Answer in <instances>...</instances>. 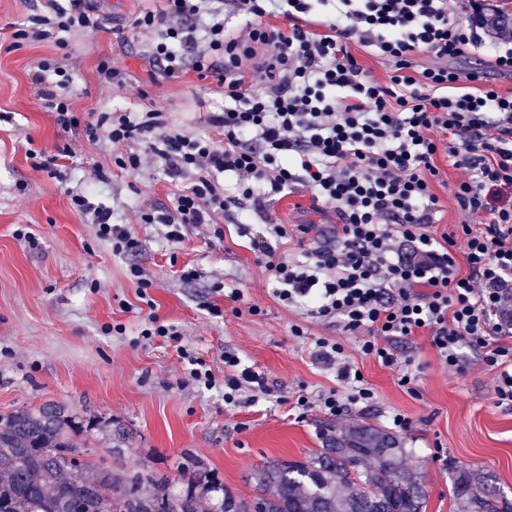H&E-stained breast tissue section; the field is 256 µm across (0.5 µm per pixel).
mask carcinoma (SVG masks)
Returning <instances> with one entry per match:
<instances>
[{"instance_id": "cac0c4a2", "label": "carcinoma", "mask_w": 512, "mask_h": 512, "mask_svg": "<svg viewBox=\"0 0 512 512\" xmlns=\"http://www.w3.org/2000/svg\"><path fill=\"white\" fill-rule=\"evenodd\" d=\"M82 428L56 403L0 413V512H425L410 451L371 424L328 437L302 460L264 461L249 498L200 460L179 488L144 467L117 477L76 447ZM448 473L461 512H512L493 474L456 463Z\"/></svg>"}]
</instances>
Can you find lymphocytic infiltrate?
<instances>
[{"label":"lymphocytic infiltrate","instance_id":"obj_1","mask_svg":"<svg viewBox=\"0 0 512 512\" xmlns=\"http://www.w3.org/2000/svg\"><path fill=\"white\" fill-rule=\"evenodd\" d=\"M312 2L159 0L132 21L135 33L149 34L146 55L166 78L193 72L223 87L224 109L210 117L224 132L220 140L184 134L157 109L102 112L80 122L70 110L72 74L50 57L36 63L33 93L63 133L119 147L118 168H158L173 179L193 175L170 206L141 215L168 242H182L200 227L223 239L219 220L236 198L260 210L268 197L308 187L315 201L334 209L336 243L282 258L275 245L288 238V227L267 225L262 249L274 296L362 337L361 353L397 369L403 387L415 375L392 341L429 333L451 369L459 368L463 350L475 352L493 372L496 404L511 408L512 331L493 317L512 287V93L454 67L475 35L453 19V0H336L330 16L314 13ZM228 12L241 17L242 29L229 27ZM280 17L287 26L277 25ZM103 27L94 0H42L4 50L29 43L63 49L70 34ZM357 47L389 63L387 81L366 73ZM423 55L434 64L418 65ZM257 71L266 78L260 92L253 88ZM441 154L466 172L452 188L459 209L472 218L458 227L465 243L460 255L455 236L436 227ZM229 179L239 196L227 194ZM69 199L113 255L140 251L139 238L113 223L110 207L78 193ZM128 278L148 309L142 337L178 343L197 385L222 390L232 406L267 393L264 375L242 367L230 351L224 377L216 379L203 357L180 346L177 328L155 314L154 283L143 269L130 265ZM314 355L345 388L298 395L299 417L316 407L340 417L349 405L373 400L341 343L316 338Z\"/></svg>","mask_w":512,"mask_h":512}]
</instances>
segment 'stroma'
<instances>
[{"label": "stroma", "instance_id": "35a3bbf8", "mask_svg": "<svg viewBox=\"0 0 512 512\" xmlns=\"http://www.w3.org/2000/svg\"><path fill=\"white\" fill-rule=\"evenodd\" d=\"M146 7L144 0H103L108 21L99 31L69 38L68 68L76 92L71 110L81 120L95 112H139L154 107L169 123L190 135L220 139L209 122L222 111L224 94L212 80L195 73L163 77L143 53L142 40L130 24ZM48 44H32L0 55V412L54 402L65 405L92 428L77 433V447L89 458L120 473L147 466L175 484L187 478V461L203 460L225 486L251 496L258 467L268 458H301L322 447L328 428L344 430L371 424L394 431L412 449L428 494L425 512H458L449 491V462L494 473L512 499V408L497 406L492 374L479 357L465 352L459 369L448 370L431 346L430 336L395 344L400 357L413 361L414 392L399 386L396 370L363 356L361 337L307 317L304 309L286 307L272 295L274 282L257 243L267 222L291 226L277 248L288 256L299 250V224L314 225L317 243L332 242L336 216L298 186L251 212L246 230L225 223L223 239L190 231L180 244L167 243L155 225L141 223V211L169 204L187 187L162 171H120L110 143H90L60 136L51 113L33 97L30 77L36 60L54 54ZM111 60L127 75L121 87L99 83L96 67ZM70 146L66 183L35 170L28 150L55 152ZM434 185L443 210L438 232H454L465 215L452 193L463 169L439 161ZM111 175L108 184L90 180L93 168ZM111 206L116 223L128 225L143 248L133 259L114 256L94 225L75 211L69 192ZM29 226L40 245L18 241L16 225ZM141 265L154 282L152 296L161 320L174 324L184 345L205 358L215 376L224 374V354L238 353L244 365L264 374L269 394L249 405L229 406L218 391L196 386L183 370L174 344L142 338L144 316L127 277L130 263ZM200 272L188 283L179 272ZM239 289L242 298L218 297L221 316L200 304L214 283ZM259 307L250 315L249 307ZM126 328L107 334L109 325ZM305 336L296 337L291 325ZM319 337L343 344L351 362L375 393L366 407H350L330 417L312 411L297 419L293 404L299 390L317 394L336 387L334 372L310 357ZM406 415L407 430H394L391 416ZM121 446V458L108 450Z\"/></svg>", "mask_w": 512, "mask_h": 512}]
</instances>
